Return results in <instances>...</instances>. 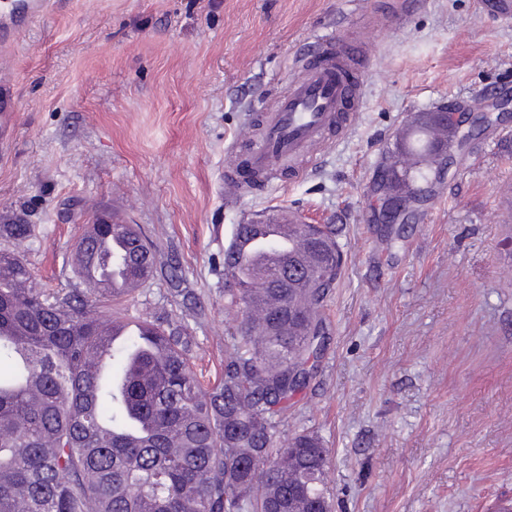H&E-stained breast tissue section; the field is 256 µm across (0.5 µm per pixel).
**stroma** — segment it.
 Listing matches in <instances>:
<instances>
[{
	"label": "stroma",
	"mask_w": 512,
	"mask_h": 512,
	"mask_svg": "<svg viewBox=\"0 0 512 512\" xmlns=\"http://www.w3.org/2000/svg\"><path fill=\"white\" fill-rule=\"evenodd\" d=\"M342 0H55L5 56L16 125L0 148V224L35 227L39 288H72L85 229L118 215L155 245L134 317L187 326L203 379L241 322L224 301V247L273 206L339 224L330 341L281 439L329 450L333 512H491L512 501V123L476 141L416 224L372 223V175L405 118L512 91V27L478 0H420L353 31L367 69L351 131L308 172L230 193L232 145L287 91L310 34Z\"/></svg>",
	"instance_id": "stroma-1"
}]
</instances>
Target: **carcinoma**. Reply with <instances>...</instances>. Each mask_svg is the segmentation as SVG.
I'll return each instance as SVG.
<instances>
[{"instance_id":"obj_1","label":"carcinoma","mask_w":512,"mask_h":512,"mask_svg":"<svg viewBox=\"0 0 512 512\" xmlns=\"http://www.w3.org/2000/svg\"><path fill=\"white\" fill-rule=\"evenodd\" d=\"M432 113L413 116L386 152L387 189L410 196L429 181ZM91 218L71 263L85 281L116 273L144 284L152 250L135 224ZM25 221L0 224V512H311L330 509L328 449L316 435L278 446L288 409L325 347V307L342 253L333 224H291L281 260L264 263L262 224H236L224 248V299L242 311L209 388L197 378L185 326L144 321L116 346L102 326L124 296L92 288L47 292L20 254ZM252 241L248 255L238 240ZM108 351L109 373L97 372Z\"/></svg>"}]
</instances>
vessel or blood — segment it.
<instances>
[{
	"label": "vessel or blood",
	"mask_w": 512,
	"mask_h": 512,
	"mask_svg": "<svg viewBox=\"0 0 512 512\" xmlns=\"http://www.w3.org/2000/svg\"><path fill=\"white\" fill-rule=\"evenodd\" d=\"M50 0H0V47L12 46L18 34L45 14ZM366 63L360 48L333 31L312 34L308 46L293 58L294 77L287 91L262 114V134L248 153L257 182L276 178L281 166L300 176L297 157L324 140L334 127L349 129L364 103ZM13 89L0 79V132L11 130Z\"/></svg>",
	"instance_id": "1"
}]
</instances>
